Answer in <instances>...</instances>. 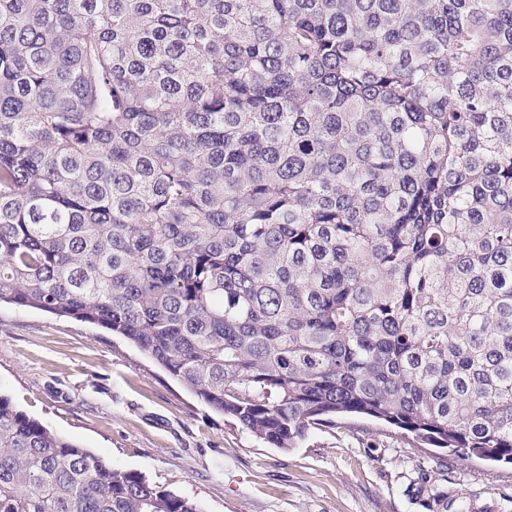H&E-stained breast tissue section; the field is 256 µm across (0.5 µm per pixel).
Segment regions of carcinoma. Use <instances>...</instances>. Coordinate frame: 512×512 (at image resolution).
Wrapping results in <instances>:
<instances>
[{
  "instance_id": "1",
  "label": "carcinoma",
  "mask_w": 512,
  "mask_h": 512,
  "mask_svg": "<svg viewBox=\"0 0 512 512\" xmlns=\"http://www.w3.org/2000/svg\"><path fill=\"white\" fill-rule=\"evenodd\" d=\"M1 302L512 464V0H0ZM0 512L202 510L0 394Z\"/></svg>"
}]
</instances>
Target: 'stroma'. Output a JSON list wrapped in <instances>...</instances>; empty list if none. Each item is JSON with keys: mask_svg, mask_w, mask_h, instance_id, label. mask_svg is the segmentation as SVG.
I'll use <instances>...</instances> for the list:
<instances>
[{"mask_svg": "<svg viewBox=\"0 0 512 512\" xmlns=\"http://www.w3.org/2000/svg\"><path fill=\"white\" fill-rule=\"evenodd\" d=\"M0 394L58 435L203 512H512V465L344 419L275 448L124 339L0 304Z\"/></svg>", "mask_w": 512, "mask_h": 512, "instance_id": "obj_1", "label": "stroma"}]
</instances>
